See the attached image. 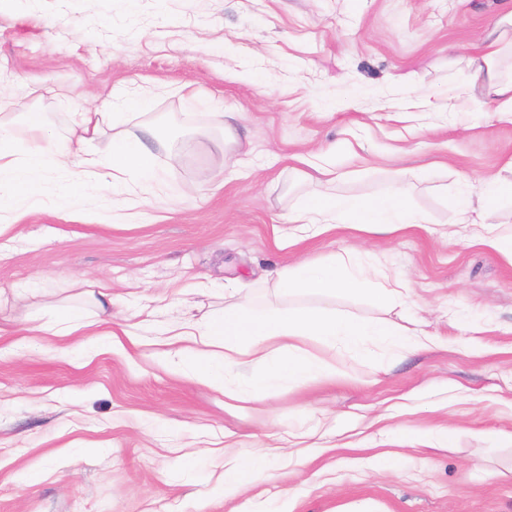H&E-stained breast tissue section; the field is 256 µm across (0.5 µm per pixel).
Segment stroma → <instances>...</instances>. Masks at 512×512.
<instances>
[{
    "instance_id": "obj_1",
    "label": "stroma",
    "mask_w": 512,
    "mask_h": 512,
    "mask_svg": "<svg viewBox=\"0 0 512 512\" xmlns=\"http://www.w3.org/2000/svg\"><path fill=\"white\" fill-rule=\"evenodd\" d=\"M504 0H0V89L43 113L66 141L79 107L102 115L98 154L112 151V101L155 123L148 161L185 196L107 225L110 197L44 209L0 259V290L25 328L56 310L90 314L79 281L112 285V326L136 322L158 293L193 283L232 288L263 309L322 307L398 326L423 321L439 347L395 346L336 360L330 380L283 385L261 404L177 377L127 339L44 333L27 348L0 338V512H512V263L468 232L452 235L465 179L494 189L512 160V123L459 100L467 60ZM194 93L196 108L183 96ZM238 112L236 143L218 149L212 115ZM334 157L333 193L368 201L396 176L428 222L392 235L350 224L278 248L273 228L321 191L313 155ZM371 254L411 290L389 310L363 293L289 296L267 274L343 254ZM238 432L236 447L225 430ZM322 435L309 461L271 460L273 480L227 497L225 462L296 433Z\"/></svg>"
}]
</instances>
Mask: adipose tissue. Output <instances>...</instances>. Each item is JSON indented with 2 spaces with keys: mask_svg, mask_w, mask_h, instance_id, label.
<instances>
[{
  "mask_svg": "<svg viewBox=\"0 0 512 512\" xmlns=\"http://www.w3.org/2000/svg\"><path fill=\"white\" fill-rule=\"evenodd\" d=\"M507 48L512 49V8L480 38L468 60L472 79L462 93L477 99L481 107L493 109L499 120L512 123V78H503L499 70L500 57ZM127 120V113H113L117 131L108 156L92 150L100 134L97 113H78L72 133L63 143L38 114L28 113L30 137L20 153L12 148V125L0 120V256L9 250L15 228L31 212L51 206L75 207L69 192L74 182L84 183L91 196L111 195L106 223H126L136 202L125 196L124 188L157 143L146 124L141 125L139 134L127 135L123 129ZM318 171L326 192L289 210L283 218L284 229L275 232L278 247L296 243L305 230L321 234L347 220L358 224L360 230L377 234L395 233L427 221L424 214L407 207L413 185L406 179H395L389 191L375 201L360 203L330 193V185L337 180L335 166L322 165ZM39 173L53 176V198H44L37 188L34 177ZM489 202V197L479 196L476 204L465 206L459 221L474 225L480 243L512 262V232L502 233L484 219ZM278 278L289 293H365L388 308H403L411 302L410 290L403 282L382 277L374 266L350 256L337 263L307 262L285 268ZM183 307L175 319L149 323L157 358L170 363L173 372L191 374L198 383L223 391L225 398L235 402L264 401L286 381L335 375V363L310 350L313 342L347 352L361 350L369 342L397 343L407 353L428 349L431 344L428 333L420 329L407 339L387 322L365 323L322 308L293 311L273 306L259 312L242 303L202 322L193 314L192 298H184ZM246 367L252 368V375L237 388H226L222 371Z\"/></svg>",
  "mask_w": 512,
  "mask_h": 512,
  "instance_id": "1",
  "label": "adipose tissue"
}]
</instances>
